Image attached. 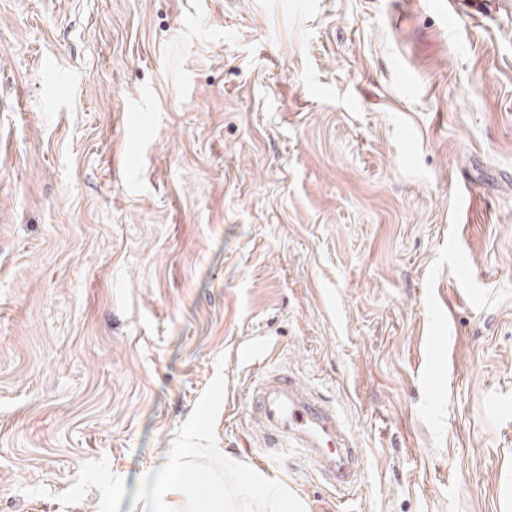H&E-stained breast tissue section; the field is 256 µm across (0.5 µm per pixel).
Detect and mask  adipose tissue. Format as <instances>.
Wrapping results in <instances>:
<instances>
[{
  "mask_svg": "<svg viewBox=\"0 0 512 512\" xmlns=\"http://www.w3.org/2000/svg\"><path fill=\"white\" fill-rule=\"evenodd\" d=\"M193 451L181 448L166 455L143 477L147 493L130 512H238L239 499L249 498L255 485H262L266 496L260 512H304L302 500L279 482L254 474L242 477L239 499L226 497L221 484H214L207 499L193 493L196 470L192 464Z\"/></svg>",
  "mask_w": 512,
  "mask_h": 512,
  "instance_id": "1",
  "label": "adipose tissue"
}]
</instances>
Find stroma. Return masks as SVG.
Instances as JSON below:
<instances>
[{"instance_id":"35a3bbf8","label":"stroma","mask_w":512,"mask_h":512,"mask_svg":"<svg viewBox=\"0 0 512 512\" xmlns=\"http://www.w3.org/2000/svg\"><path fill=\"white\" fill-rule=\"evenodd\" d=\"M392 10L0 0V512H129L189 442L199 497L512 512V26ZM270 366L352 491L265 455ZM250 416L260 429L267 454L300 452L319 479L340 492L359 483L361 448L347 431L336 408L283 368L262 371L249 389Z\"/></svg>"}]
</instances>
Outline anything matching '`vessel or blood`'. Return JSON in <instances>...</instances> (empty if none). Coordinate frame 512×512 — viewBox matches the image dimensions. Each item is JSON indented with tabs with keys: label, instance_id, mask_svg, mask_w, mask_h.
<instances>
[{
	"label": "vessel or blood",
	"instance_id": "1",
	"mask_svg": "<svg viewBox=\"0 0 512 512\" xmlns=\"http://www.w3.org/2000/svg\"><path fill=\"white\" fill-rule=\"evenodd\" d=\"M468 9L450 10L448 16L475 26L490 24V17L467 0ZM250 416L260 429L269 456L285 450L300 452L311 462L319 479L340 492L357 486L363 457L335 407L301 384L285 369L265 370L249 389Z\"/></svg>",
	"mask_w": 512,
	"mask_h": 512
}]
</instances>
